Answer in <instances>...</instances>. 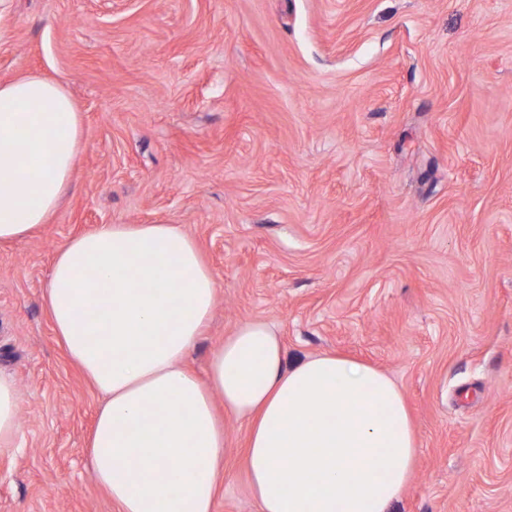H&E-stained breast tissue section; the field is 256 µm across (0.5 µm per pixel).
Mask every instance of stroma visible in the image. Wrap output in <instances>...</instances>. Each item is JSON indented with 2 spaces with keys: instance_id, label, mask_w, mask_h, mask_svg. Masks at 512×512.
<instances>
[{
  "instance_id": "35a3bbf8",
  "label": "stroma",
  "mask_w": 512,
  "mask_h": 512,
  "mask_svg": "<svg viewBox=\"0 0 512 512\" xmlns=\"http://www.w3.org/2000/svg\"><path fill=\"white\" fill-rule=\"evenodd\" d=\"M82 114L47 224L0 244V373L21 391L0 512H115L88 466L100 398L45 303L101 224H171L219 288L188 367L260 319L288 362L339 353L418 433L392 512H512V0H9L0 83ZM231 446L215 512H258Z\"/></svg>"
}]
</instances>
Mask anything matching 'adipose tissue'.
Returning a JSON list of instances; mask_svg holds the SVG:
<instances>
[{
    "label": "adipose tissue",
    "mask_w": 512,
    "mask_h": 512,
    "mask_svg": "<svg viewBox=\"0 0 512 512\" xmlns=\"http://www.w3.org/2000/svg\"><path fill=\"white\" fill-rule=\"evenodd\" d=\"M82 135L59 82L28 75L0 85V242L48 222L70 188ZM216 294L195 240L170 224H103L56 258L47 307L102 396L88 459L116 512H213L227 416L247 428L259 512H390L418 456L397 383L336 354L288 364L259 320L225 337L198 378L184 361ZM94 309L105 318L93 329ZM20 402L16 381L0 374V451L20 434Z\"/></svg>",
    "instance_id": "obj_1"
}]
</instances>
